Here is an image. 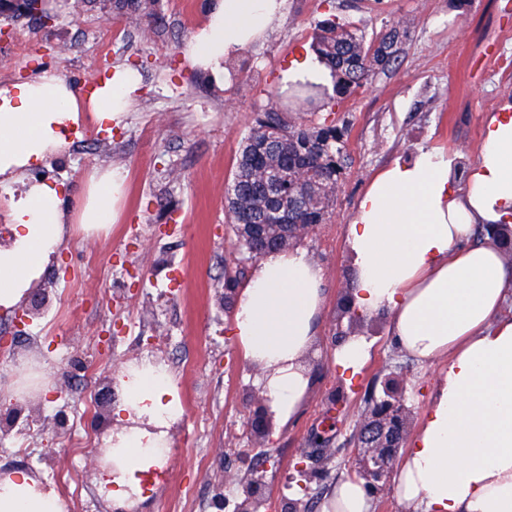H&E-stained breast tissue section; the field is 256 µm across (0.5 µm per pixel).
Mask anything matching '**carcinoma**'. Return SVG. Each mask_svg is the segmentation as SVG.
<instances>
[{"label":"carcinoma","instance_id":"1","mask_svg":"<svg viewBox=\"0 0 512 512\" xmlns=\"http://www.w3.org/2000/svg\"><path fill=\"white\" fill-rule=\"evenodd\" d=\"M114 9L142 21L159 18L157 0H113ZM407 31L395 24L368 38L357 27L330 15L314 22L312 50L332 68L336 77L333 93L313 87L300 90V99L308 106L323 98L321 107L340 103L380 71L396 62ZM346 122L327 115L318 121L306 120L300 114L290 116L269 108L258 114L242 140L235 172L224 191V208L229 223L244 252H249L250 224H274L264 229L276 235L280 250L297 244L316 225L325 221L322 209H308L307 191L298 181L288 183V198L271 206L258 195L273 173L292 166H310L315 171L316 188L322 202L330 208L336 196V177L348 165ZM269 141L270 151L257 160L252 146Z\"/></svg>","mask_w":512,"mask_h":512}]
</instances>
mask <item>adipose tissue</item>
Segmentation results:
<instances>
[{
	"label": "adipose tissue",
	"instance_id": "adipose-tissue-1",
	"mask_svg": "<svg viewBox=\"0 0 512 512\" xmlns=\"http://www.w3.org/2000/svg\"><path fill=\"white\" fill-rule=\"evenodd\" d=\"M286 0H208L190 63L221 81L227 58L263 38ZM139 76L114 67L84 97L62 68L39 69L0 86V186L10 187L0 247V311L22 305L74 228L108 230L125 186L117 168H91L75 209L57 183L29 169L66 154L65 130L120 126ZM512 225V105L488 117L475 161L456 175L439 148H422L383 168L361 195L347 231L351 305L385 316L402 350L424 364L445 361L421 428L400 462L398 498L416 512H512V266L483 226ZM324 303V272L299 247L265 254L241 286L234 334L279 424L297 414L310 388L309 359ZM119 421L105 440L101 494L121 512L144 499L142 479L163 467L182 418L178 387L163 361L144 357L114 377ZM0 512H67L37 472L0 476ZM323 512H370L361 480L339 481Z\"/></svg>",
	"mask_w": 512,
	"mask_h": 512
}]
</instances>
